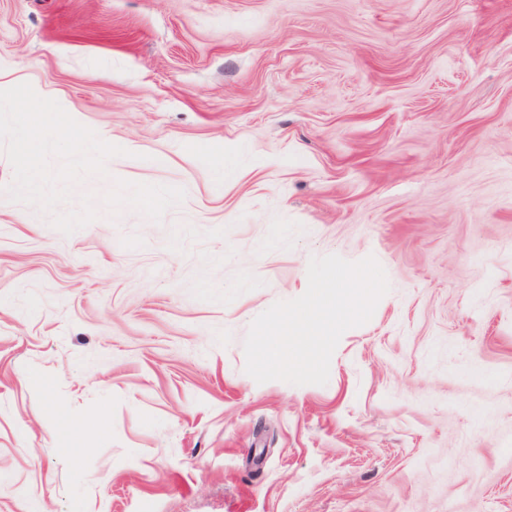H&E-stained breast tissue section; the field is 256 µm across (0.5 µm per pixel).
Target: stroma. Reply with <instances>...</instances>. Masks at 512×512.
Listing matches in <instances>:
<instances>
[{"label": "stroma", "instance_id": "35a3bbf8", "mask_svg": "<svg viewBox=\"0 0 512 512\" xmlns=\"http://www.w3.org/2000/svg\"><path fill=\"white\" fill-rule=\"evenodd\" d=\"M21 83L124 153L68 236L0 153V512H512V0H0ZM329 254L388 293L257 383ZM51 418L56 420L60 427V439L68 448H62L64 451L71 454L81 441L83 435L82 427L74 422L60 404L50 402L48 406Z\"/></svg>", "mask_w": 512, "mask_h": 512}]
</instances>
